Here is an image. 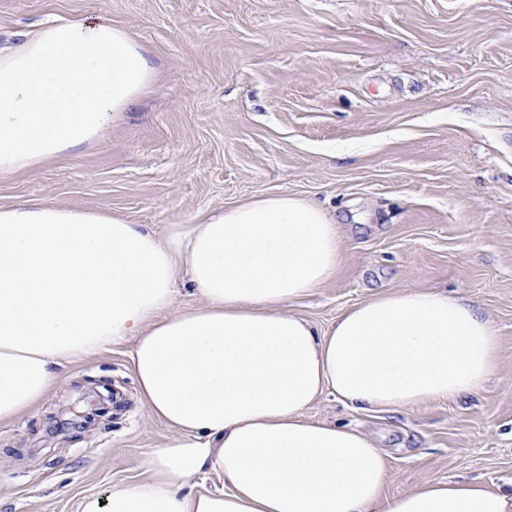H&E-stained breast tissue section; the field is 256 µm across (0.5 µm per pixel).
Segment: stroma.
Returning <instances> with one entry per match:
<instances>
[{
  "label": "stroma",
  "instance_id": "35a3bbf8",
  "mask_svg": "<svg viewBox=\"0 0 512 512\" xmlns=\"http://www.w3.org/2000/svg\"><path fill=\"white\" fill-rule=\"evenodd\" d=\"M93 14L157 79L109 137L0 177L17 201L104 211L153 231L262 194L334 217L335 275L291 307L328 329L376 296L442 290L497 330L478 392L310 420L387 454L383 494L432 479L512 480V0H0V45ZM130 343L76 366L0 427V512H80L134 481L168 428L139 400Z\"/></svg>",
  "mask_w": 512,
  "mask_h": 512
}]
</instances>
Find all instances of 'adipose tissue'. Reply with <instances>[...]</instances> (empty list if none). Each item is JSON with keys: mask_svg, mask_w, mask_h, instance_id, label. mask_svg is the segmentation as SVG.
<instances>
[{"mask_svg": "<svg viewBox=\"0 0 512 512\" xmlns=\"http://www.w3.org/2000/svg\"><path fill=\"white\" fill-rule=\"evenodd\" d=\"M156 72L95 17L0 48V176L103 141ZM335 220L262 195L158 233L94 210L0 206V425L35 409L72 365L132 341L141 402L171 430L141 477L80 512H512V482L432 480L386 498L365 433L305 416L326 394L376 410L456 400L497 367L498 336L436 290L385 294L326 330L288 313L334 276ZM188 280L198 307L174 310ZM202 473L224 482L194 492Z\"/></svg>", "mask_w": 512, "mask_h": 512, "instance_id": "ef3b65f1", "label": "adipose tissue"}]
</instances>
